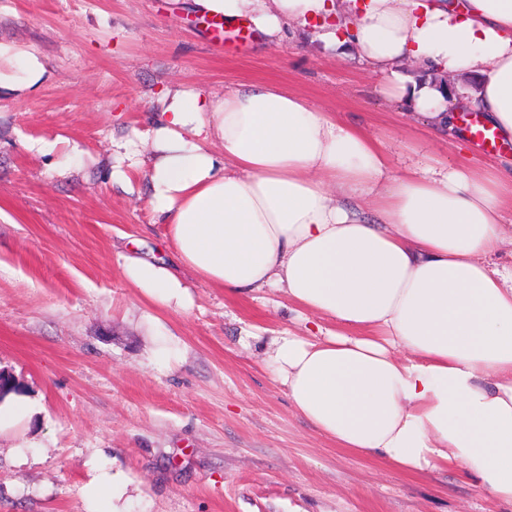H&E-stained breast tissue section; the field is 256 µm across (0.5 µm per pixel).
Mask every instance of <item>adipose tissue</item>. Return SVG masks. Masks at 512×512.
Segmentation results:
<instances>
[{"mask_svg": "<svg viewBox=\"0 0 512 512\" xmlns=\"http://www.w3.org/2000/svg\"><path fill=\"white\" fill-rule=\"evenodd\" d=\"M271 45L289 30L354 50L387 99L439 129L477 113L512 142V0H193ZM52 69L0 40V97L37 95ZM143 141L112 143V181L143 170L168 262L128 256L126 278L189 312L176 274L236 295L275 289L304 335L278 331L264 360L294 412L337 447L403 472L456 468L512 505V264L495 257L512 173L426 157L393 173L385 145L275 83L174 82ZM82 489L129 512L132 479L102 457Z\"/></svg>", "mask_w": 512, "mask_h": 512, "instance_id": "obj_1", "label": "adipose tissue"}]
</instances>
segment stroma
Returning <instances> with one entry per match:
<instances>
[{"instance_id": "obj_1", "label": "stroma", "mask_w": 512, "mask_h": 512, "mask_svg": "<svg viewBox=\"0 0 512 512\" xmlns=\"http://www.w3.org/2000/svg\"><path fill=\"white\" fill-rule=\"evenodd\" d=\"M237 33L218 46L191 0H0V39L53 68L36 97L0 99V373L35 404L0 435V512H86L98 455L137 482L132 512H512L459 470L400 472L301 420L238 342L244 328L303 333L279 292L228 296L182 268L195 300L182 315L126 279L131 241L168 252L146 198L113 186L112 142L145 130L174 80L277 83L378 138L397 172L426 155L476 173L500 159L389 103L355 55ZM58 137L76 158L26 147ZM160 335L178 361L154 362Z\"/></svg>"}]
</instances>
